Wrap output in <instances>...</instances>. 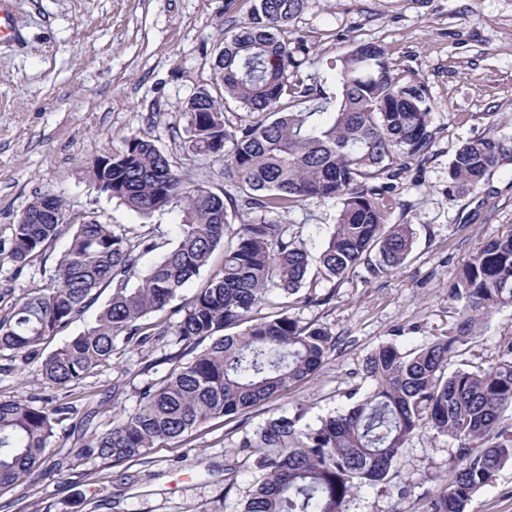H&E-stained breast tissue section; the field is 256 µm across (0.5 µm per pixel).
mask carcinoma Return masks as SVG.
I'll list each match as a JSON object with an SVG mask.
<instances>
[{"instance_id":"cac0c4a2","label":"carcinoma","mask_w":512,"mask_h":512,"mask_svg":"<svg viewBox=\"0 0 512 512\" xmlns=\"http://www.w3.org/2000/svg\"><path fill=\"white\" fill-rule=\"evenodd\" d=\"M307 3L254 0L248 19L214 49L213 84L199 87L183 106L184 155L224 161L236 179L235 195L184 178L178 162L139 134L112 156V169L102 158L89 164L98 192L142 216L176 215L171 247L154 226L135 232L97 215L75 223L66 201L52 194L29 203L9 244L0 242V266L19 274L59 238L68 240L48 280L32 283L0 317V350L16 353L24 368L37 362L46 383L79 385L111 358L119 339L143 347L172 334L192 354L161 381L144 384L133 413L85 441L77 456L136 460L308 379L334 350L333 336L283 313L255 320L254 308L274 290L290 297L321 281H339L361 263L373 276L390 274L412 251V225L388 222L398 205L389 179L430 147L426 93L399 82L381 47L360 43L339 59L335 101L290 110L313 100V87L300 75L307 40L288 37L290 22ZM229 100L249 120L227 124ZM501 153L492 136L465 143L450 163L448 191L479 190ZM315 198L337 199L341 209L334 232L313 255L297 245L280 215ZM241 211L254 218L226 233ZM220 247L222 266L181 308L179 321L141 323L169 305ZM109 286L112 297L94 322L41 356L47 340L83 320ZM449 296L459 303L456 327L419 349L392 342L373 350L363 367L371 388L347 411L311 426L300 424V409L240 440L238 447L261 472L241 512H346L364 485L390 482L423 428L459 441L447 483L426 512H466L473 494L494 483L512 463V421L505 418L512 412V344L476 368L460 356L485 321L512 306L511 232L473 256ZM241 325L244 330L231 332ZM74 410L67 403L0 399V487L20 483L45 464L60 469L48 456L54 424Z\"/></svg>"}]
</instances>
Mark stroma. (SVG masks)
<instances>
[{
	"mask_svg": "<svg viewBox=\"0 0 512 512\" xmlns=\"http://www.w3.org/2000/svg\"><path fill=\"white\" fill-rule=\"evenodd\" d=\"M251 0H11L15 33L0 40V240L36 197H62L73 214H95L124 227L150 223L170 231L173 215L147 218L97 193L89 161L122 153L133 133L155 140L182 159L188 178H203L219 195L235 184L222 162L183 160L178 132L183 102L212 77L213 51L232 25L247 20ZM310 47L304 73L315 98L336 86L321 74L353 42L384 48L403 83L424 87L432 143L395 182L391 223L416 231L402 267L380 278L357 266L339 282L315 289L323 304L302 295L271 294L259 316L281 312L326 328L335 349L308 380L238 418H216L184 442L152 449L113 465L78 458L68 435L109 429L137 405V390L160 381L182 347L173 336L144 347L117 345L112 357L74 388L44 383L35 368L17 371L15 355L0 350V399L38 404L73 400L76 411L56 426L50 448L60 471H33L0 489V512H239L259 474L238 447L273 416L303 408L304 423L352 407L370 382L362 367L379 345L411 350L447 335L458 319L448 296L465 263L492 238L512 231V0H308L291 25ZM492 136L503 153L482 188L448 196V167L466 142ZM341 205L312 199L282 214L298 245L318 252L334 230ZM66 246L57 241L22 273L0 267V289L22 295L31 276L52 270ZM512 341V308L497 312L463 358L477 366ZM456 440L418 431L391 482L362 488L347 512H424L445 483ZM467 512H512V465L476 493Z\"/></svg>",
	"mask_w": 512,
	"mask_h": 512,
	"instance_id": "stroma-1",
	"label": "stroma"
}]
</instances>
